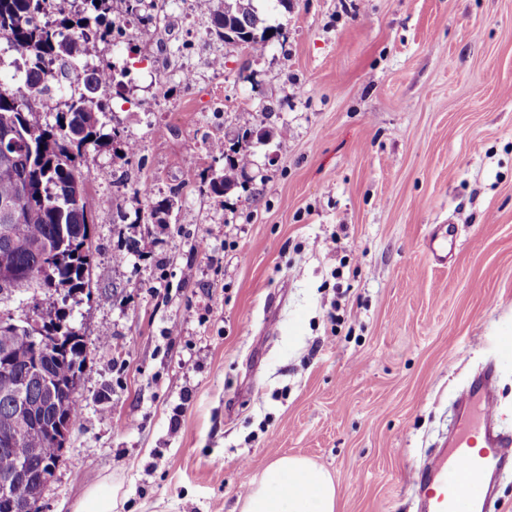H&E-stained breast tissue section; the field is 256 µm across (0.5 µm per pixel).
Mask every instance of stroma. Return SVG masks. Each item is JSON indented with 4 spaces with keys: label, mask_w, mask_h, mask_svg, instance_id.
<instances>
[{
    "label": "stroma",
    "mask_w": 512,
    "mask_h": 512,
    "mask_svg": "<svg viewBox=\"0 0 512 512\" xmlns=\"http://www.w3.org/2000/svg\"><path fill=\"white\" fill-rule=\"evenodd\" d=\"M169 2L107 47L129 73L101 117L117 138L86 151L108 201L65 305L83 416L42 512L102 478L116 512H235L283 456L331 474L337 512H415L487 363L512 431V0H292L249 61ZM245 117L265 138L243 186L202 192ZM146 178L178 197L166 223L132 201Z\"/></svg>",
    "instance_id": "1"
}]
</instances>
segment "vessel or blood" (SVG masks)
I'll use <instances>...</instances> for the list:
<instances>
[{
    "mask_svg": "<svg viewBox=\"0 0 512 512\" xmlns=\"http://www.w3.org/2000/svg\"><path fill=\"white\" fill-rule=\"evenodd\" d=\"M456 420L448 449L415 474L420 512H489L494 480L512 470V433L498 424L493 372L471 381L457 402Z\"/></svg>",
    "mask_w": 512,
    "mask_h": 512,
    "instance_id": "1",
    "label": "vessel or blood"
}]
</instances>
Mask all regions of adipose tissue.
<instances>
[{"label":"adipose tissue","instance_id":"adipose-tissue-1","mask_svg":"<svg viewBox=\"0 0 512 512\" xmlns=\"http://www.w3.org/2000/svg\"><path fill=\"white\" fill-rule=\"evenodd\" d=\"M332 477L313 462L282 457L265 467L244 497L240 512H335Z\"/></svg>","mask_w":512,"mask_h":512}]
</instances>
